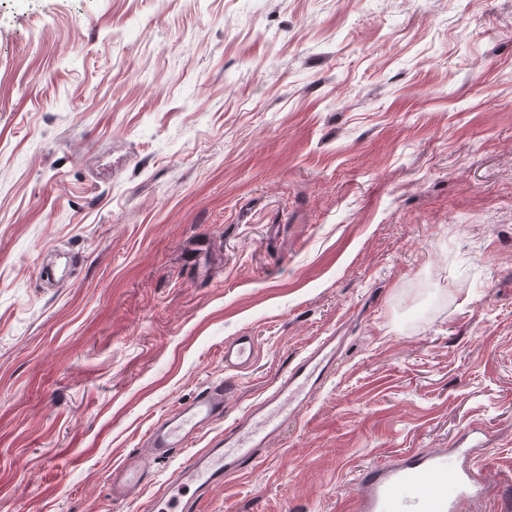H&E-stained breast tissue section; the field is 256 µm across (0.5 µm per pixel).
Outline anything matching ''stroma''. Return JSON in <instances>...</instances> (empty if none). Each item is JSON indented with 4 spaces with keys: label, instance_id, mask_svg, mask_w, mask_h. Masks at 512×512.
I'll use <instances>...</instances> for the list:
<instances>
[{
    "label": "stroma",
    "instance_id": "1",
    "mask_svg": "<svg viewBox=\"0 0 512 512\" xmlns=\"http://www.w3.org/2000/svg\"><path fill=\"white\" fill-rule=\"evenodd\" d=\"M328 336L199 512H348L472 428L463 512H512V0H0V512H144L161 415L233 377L206 447ZM254 353L251 336H238L224 344V365L236 369L248 364Z\"/></svg>",
    "mask_w": 512,
    "mask_h": 512
}]
</instances>
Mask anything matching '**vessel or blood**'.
Listing matches in <instances>:
<instances>
[{
    "label": "vessel or blood",
    "instance_id": "vessel-or-blood-1",
    "mask_svg": "<svg viewBox=\"0 0 512 512\" xmlns=\"http://www.w3.org/2000/svg\"><path fill=\"white\" fill-rule=\"evenodd\" d=\"M254 353L251 337L224 345L225 367L248 364ZM336 368V349L324 339L283 373L261 402L245 412L207 447L190 451L201 430L223 417L231 384L209 387L179 406L151 428L142 451L112 476V503L120 505L140 486L152 481L161 463L176 451L188 455L149 504L151 512H196L200 501L227 476L248 470L288 421L296 419ZM456 463H449V456ZM472 448H434L415 452L384 467L361 472L350 512H460L462 503L481 500L486 471Z\"/></svg>",
    "mask_w": 512,
    "mask_h": 512
}]
</instances>
